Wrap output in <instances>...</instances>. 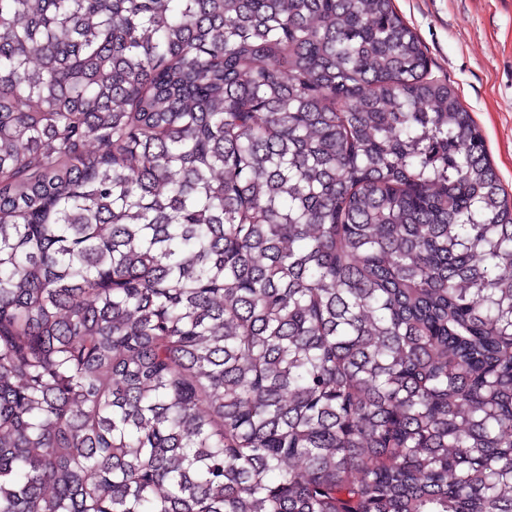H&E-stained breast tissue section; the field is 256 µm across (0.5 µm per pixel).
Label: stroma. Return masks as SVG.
Listing matches in <instances>:
<instances>
[{"label": "stroma", "instance_id": "stroma-1", "mask_svg": "<svg viewBox=\"0 0 512 512\" xmlns=\"http://www.w3.org/2000/svg\"><path fill=\"white\" fill-rule=\"evenodd\" d=\"M435 75L446 76L480 127L512 193V0H395Z\"/></svg>", "mask_w": 512, "mask_h": 512}]
</instances>
